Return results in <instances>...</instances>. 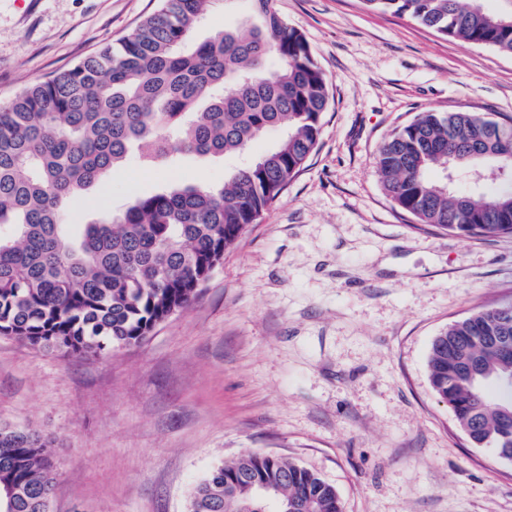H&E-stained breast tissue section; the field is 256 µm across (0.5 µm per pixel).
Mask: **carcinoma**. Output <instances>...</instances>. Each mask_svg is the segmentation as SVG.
Here are the masks:
<instances>
[{"label":"carcinoma","mask_w":512,"mask_h":512,"mask_svg":"<svg viewBox=\"0 0 512 512\" xmlns=\"http://www.w3.org/2000/svg\"><path fill=\"white\" fill-rule=\"evenodd\" d=\"M241 28L190 45L214 0H160L115 43L0 103V337L61 355L103 358L143 343L196 300L224 252L284 193L315 150L329 105L325 74L274 0H247ZM437 33L512 55V26L478 0H364ZM280 138L221 186H176L99 210L93 189L137 158L166 169L185 156L247 155ZM512 123L422 112L381 147L377 166L395 205L419 224L467 237L512 234V187L474 198L430 176L436 167H512ZM501 315L478 311L432 338L427 369L470 441L512 450L486 393L512 358L483 344ZM478 360L483 384L459 368ZM41 432L0 424V485L10 512H50L59 475ZM275 486L286 512H343L318 474L246 453L212 469L187 512H264L250 483Z\"/></svg>","instance_id":"obj_1"}]
</instances>
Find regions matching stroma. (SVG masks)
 Returning a JSON list of instances; mask_svg holds the SVG:
<instances>
[{
    "label": "stroma",
    "instance_id": "obj_1",
    "mask_svg": "<svg viewBox=\"0 0 512 512\" xmlns=\"http://www.w3.org/2000/svg\"><path fill=\"white\" fill-rule=\"evenodd\" d=\"M156 0H0V100L132 30ZM330 86L316 151L224 253L199 299L140 346L62 356L0 338V423L48 434L50 512H186L212 468L256 452L333 484L344 512H512V462L473 445L433 393V336L512 305V235L415 223L383 143L422 112L512 118V56L363 0H275ZM216 0L200 42L238 26ZM234 157L113 171L100 202L223 184Z\"/></svg>",
    "mask_w": 512,
    "mask_h": 512
}]
</instances>
